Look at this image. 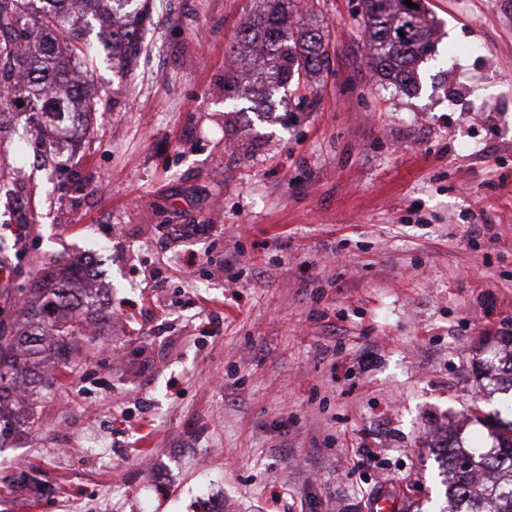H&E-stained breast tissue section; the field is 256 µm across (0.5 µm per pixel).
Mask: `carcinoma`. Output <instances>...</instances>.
<instances>
[{"instance_id": "obj_1", "label": "carcinoma", "mask_w": 512, "mask_h": 512, "mask_svg": "<svg viewBox=\"0 0 512 512\" xmlns=\"http://www.w3.org/2000/svg\"><path fill=\"white\" fill-rule=\"evenodd\" d=\"M122 0H0V115L34 112L35 128L58 135L69 131L72 114L85 115L96 102L85 91L90 62L100 53L123 68L134 65L149 0L117 13ZM361 0L362 26L372 71L382 84L414 87L419 62L431 54L434 17L423 0ZM292 0H258L228 48L224 97L239 99L242 85L253 89L241 112L268 110L272 97L292 81L312 79L329 68L322 29L303 23ZM112 27V41L98 46L79 35L96 25ZM404 36H399V33ZM23 106H18V101ZM84 274L72 264L36 289L37 320L22 333H0V424L13 404V380L49 353L64 361L87 317L97 313L82 287ZM486 363V378L498 390H512V340ZM493 431L497 448L482 451L462 438L445 446L441 464L448 483V512H512V421Z\"/></svg>"}]
</instances>
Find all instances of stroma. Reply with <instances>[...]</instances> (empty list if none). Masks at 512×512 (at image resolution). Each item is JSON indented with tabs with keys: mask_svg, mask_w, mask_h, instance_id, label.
Returning a JSON list of instances; mask_svg holds the SVG:
<instances>
[{
	"mask_svg": "<svg viewBox=\"0 0 512 512\" xmlns=\"http://www.w3.org/2000/svg\"><path fill=\"white\" fill-rule=\"evenodd\" d=\"M254 3L150 0L89 136L0 116V327L93 249L108 312L0 433V512H439L448 428L512 419L479 375L512 337V0H426L415 92L360 0H305L330 68L265 118L224 97Z\"/></svg>",
	"mask_w": 512,
	"mask_h": 512,
	"instance_id": "35a3bbf8",
	"label": "stroma"
}]
</instances>
